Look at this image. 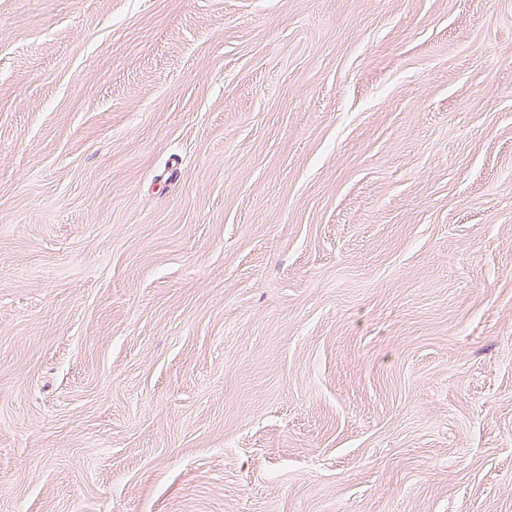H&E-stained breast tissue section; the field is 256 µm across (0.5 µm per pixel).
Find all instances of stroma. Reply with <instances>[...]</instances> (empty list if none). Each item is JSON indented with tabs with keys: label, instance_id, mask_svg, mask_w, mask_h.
Masks as SVG:
<instances>
[{
	"label": "stroma",
	"instance_id": "stroma-1",
	"mask_svg": "<svg viewBox=\"0 0 512 512\" xmlns=\"http://www.w3.org/2000/svg\"><path fill=\"white\" fill-rule=\"evenodd\" d=\"M0 512H512V0H0Z\"/></svg>",
	"mask_w": 512,
	"mask_h": 512
}]
</instances>
